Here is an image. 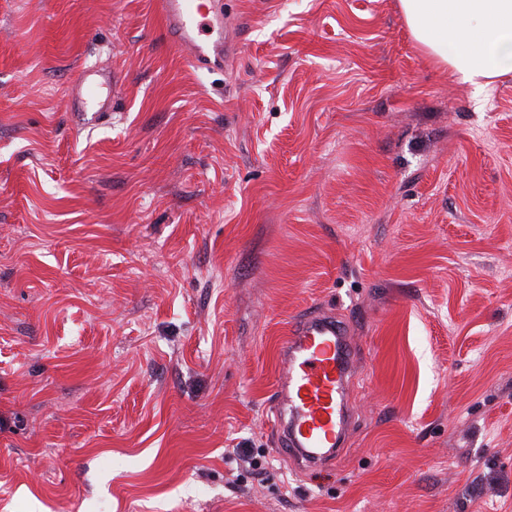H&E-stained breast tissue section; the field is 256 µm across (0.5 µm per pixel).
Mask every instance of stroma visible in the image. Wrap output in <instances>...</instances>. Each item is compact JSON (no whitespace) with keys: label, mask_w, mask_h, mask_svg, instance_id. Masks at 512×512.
Here are the masks:
<instances>
[{"label":"stroma","mask_w":512,"mask_h":512,"mask_svg":"<svg viewBox=\"0 0 512 512\" xmlns=\"http://www.w3.org/2000/svg\"><path fill=\"white\" fill-rule=\"evenodd\" d=\"M224 24L203 73L153 0H0V512H512V76L458 82L398 0ZM319 309L353 419L305 468L274 406ZM67 107L80 123L98 122L112 112V67L85 66L72 85Z\"/></svg>","instance_id":"obj_1"}]
</instances>
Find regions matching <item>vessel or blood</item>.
<instances>
[{
	"mask_svg": "<svg viewBox=\"0 0 512 512\" xmlns=\"http://www.w3.org/2000/svg\"><path fill=\"white\" fill-rule=\"evenodd\" d=\"M170 41L198 71L223 69L230 37L222 0H154ZM67 107L79 122H97L112 110V68L83 67ZM283 386L278 403L286 414L283 442L306 464L334 461L345 433L344 406L352 367L346 326L328 312L296 320L282 351Z\"/></svg>",
	"mask_w": 512,
	"mask_h": 512,
	"instance_id": "1",
	"label": "vessel or blood"
}]
</instances>
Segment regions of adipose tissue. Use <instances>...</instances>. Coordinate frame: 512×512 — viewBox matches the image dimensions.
<instances>
[{"instance_id":"obj_1","label":"adipose tissue","mask_w":512,"mask_h":512,"mask_svg":"<svg viewBox=\"0 0 512 512\" xmlns=\"http://www.w3.org/2000/svg\"><path fill=\"white\" fill-rule=\"evenodd\" d=\"M410 35L460 81L512 74V0H399Z\"/></svg>"}]
</instances>
